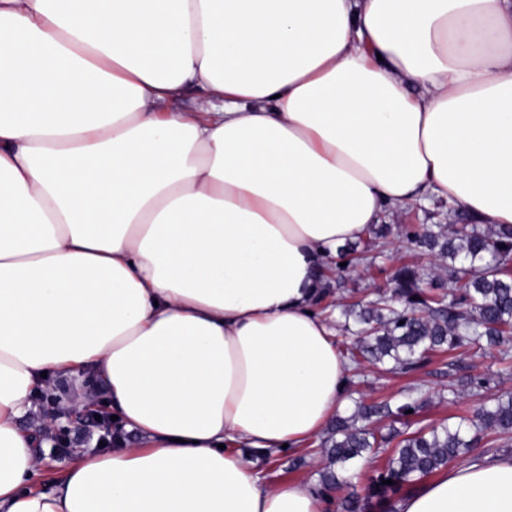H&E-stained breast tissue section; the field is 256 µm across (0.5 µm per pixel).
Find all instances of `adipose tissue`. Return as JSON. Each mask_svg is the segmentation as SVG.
<instances>
[{"label":"adipose tissue","instance_id":"adipose-tissue-1","mask_svg":"<svg viewBox=\"0 0 512 512\" xmlns=\"http://www.w3.org/2000/svg\"><path fill=\"white\" fill-rule=\"evenodd\" d=\"M428 196L512 224V0H0V512H325L257 463L346 405L322 273ZM88 373L120 437L47 474ZM397 510L512 512V455ZM88 398H101V393L96 392L88 376L82 379L59 377L55 379V385L50 393L40 397L39 407L44 415H50L56 412L58 406L79 401L89 402Z\"/></svg>","mask_w":512,"mask_h":512}]
</instances>
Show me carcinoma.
<instances>
[{
    "label": "carcinoma",
    "instance_id": "cac0c4a2",
    "mask_svg": "<svg viewBox=\"0 0 512 512\" xmlns=\"http://www.w3.org/2000/svg\"><path fill=\"white\" fill-rule=\"evenodd\" d=\"M462 224H430L408 227L405 238L411 246L438 252L452 262L448 275L424 287V273L403 263L389 276L390 293L379 292L365 305H350L344 314L353 317L357 340L349 359L357 367L368 362L387 371L406 375L437 353L462 347L482 350L498 348L500 372L512 371V226L499 225L484 233L463 215ZM391 233V225L376 224L366 250L377 249ZM492 378L479 375L449 384L454 397L467 395L478 404L471 413L453 423L417 427L388 434L372 427L374 421L391 418L409 424L420 405L410 398L393 407L383 400L359 402L349 416H338L318 453L325 459L320 471L319 491L326 495L346 483L348 466L368 456L383 460L378 474L370 479L363 496L344 498L340 512H395L391 499L404 488L456 462L477 447L480 437L471 429L495 435L487 442L490 452L512 444V392L487 394ZM393 480V484L385 480Z\"/></svg>",
    "mask_w": 512,
    "mask_h": 512
}]
</instances>
